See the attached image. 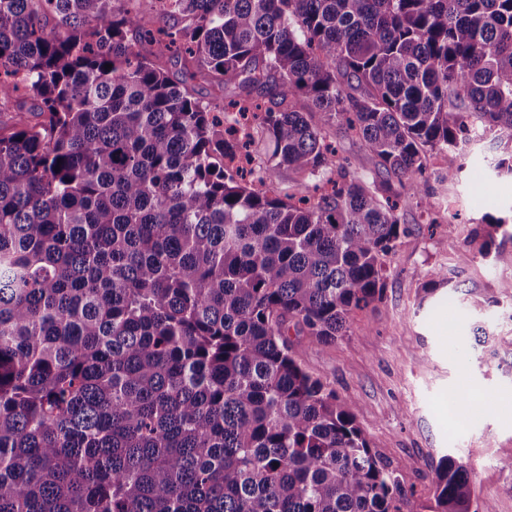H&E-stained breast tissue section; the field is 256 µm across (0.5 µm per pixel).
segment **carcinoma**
I'll return each instance as SVG.
<instances>
[{
    "label": "carcinoma",
    "instance_id": "1",
    "mask_svg": "<svg viewBox=\"0 0 512 512\" xmlns=\"http://www.w3.org/2000/svg\"><path fill=\"white\" fill-rule=\"evenodd\" d=\"M115 2L0 0V512H405L290 335L382 299L431 154L512 140V0ZM433 500L471 512L462 462ZM331 140L336 146L338 156L351 162L360 175L367 176L375 169L377 159L365 148L358 137L334 132Z\"/></svg>",
    "mask_w": 512,
    "mask_h": 512
}]
</instances>
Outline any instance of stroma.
<instances>
[{
  "mask_svg": "<svg viewBox=\"0 0 512 512\" xmlns=\"http://www.w3.org/2000/svg\"><path fill=\"white\" fill-rule=\"evenodd\" d=\"M506 141L486 135L466 147L450 182L431 180L437 212L449 224L426 225L415 200L402 209L410 228L388 261L381 300L356 312L345 335L317 345L293 342L302 366L352 403L373 451L403 481L410 512H429L435 470L444 456L470 473L473 506L512 512V240L497 253L458 261L487 216L512 214V175L493 163ZM445 280L433 293L434 272ZM485 343H477L476 330ZM481 406L458 411L460 398Z\"/></svg>",
  "mask_w": 512,
  "mask_h": 512,
  "instance_id": "obj_1",
  "label": "stroma"
}]
</instances>
